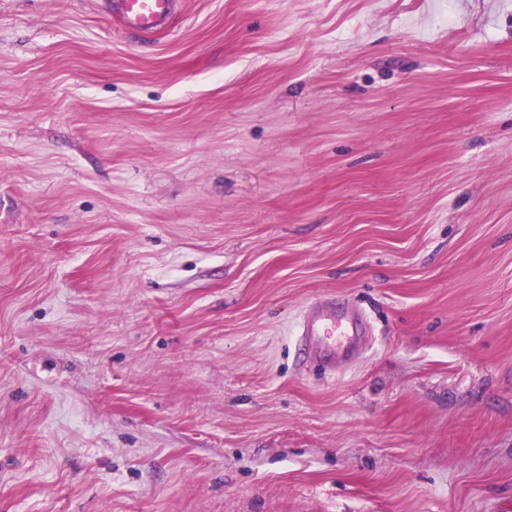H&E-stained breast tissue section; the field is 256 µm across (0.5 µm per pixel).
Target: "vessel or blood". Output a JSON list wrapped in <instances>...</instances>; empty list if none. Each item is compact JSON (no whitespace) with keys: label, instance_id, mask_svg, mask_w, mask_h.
I'll return each instance as SVG.
<instances>
[{"label":"vessel or blood","instance_id":"b4317fda","mask_svg":"<svg viewBox=\"0 0 512 512\" xmlns=\"http://www.w3.org/2000/svg\"><path fill=\"white\" fill-rule=\"evenodd\" d=\"M179 0H110L112 15L122 30L138 37L152 38L167 29ZM368 326L358 316H332L308 312L297 326L307 349L322 366H335L337 359L352 356Z\"/></svg>","mask_w":512,"mask_h":512}]
</instances>
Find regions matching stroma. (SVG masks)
Segmentation results:
<instances>
[{
  "instance_id": "35a3bbf8",
  "label": "stroma",
  "mask_w": 512,
  "mask_h": 512,
  "mask_svg": "<svg viewBox=\"0 0 512 512\" xmlns=\"http://www.w3.org/2000/svg\"><path fill=\"white\" fill-rule=\"evenodd\" d=\"M0 512H512V0H0ZM179 0H108L112 15L122 30L143 38L167 29ZM369 329L360 316H332L318 310L308 312L297 326L299 336H304L307 349L323 367L336 366V359L352 356L362 337ZM360 343L358 350L366 343Z\"/></svg>"
}]
</instances>
